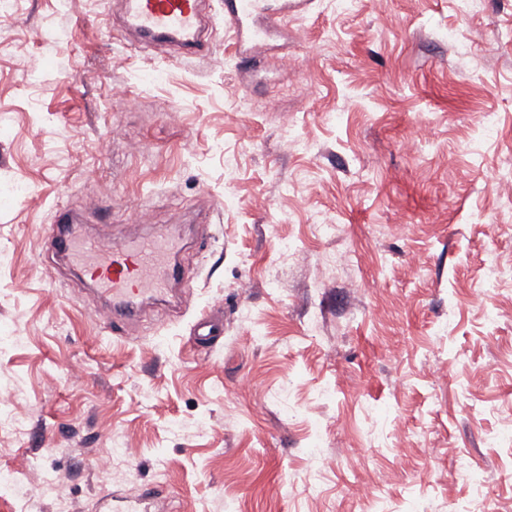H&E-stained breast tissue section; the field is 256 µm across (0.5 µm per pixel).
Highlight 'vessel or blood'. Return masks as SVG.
I'll return each instance as SVG.
<instances>
[{"mask_svg": "<svg viewBox=\"0 0 512 512\" xmlns=\"http://www.w3.org/2000/svg\"><path fill=\"white\" fill-rule=\"evenodd\" d=\"M124 29L146 43L166 44L178 58L204 56L209 49L202 36L204 0H119ZM312 0H224V24L234 33L238 55L250 62L263 58L274 35L283 34L289 18L309 12ZM46 247L85 264L93 285L105 298V319L135 315L145 297L165 298L168 285L181 275L171 258L181 248L176 228L153 236L130 227L116 240L88 238L76 215L58 209L46 237Z\"/></svg>", "mask_w": 512, "mask_h": 512, "instance_id": "1", "label": "vessel or blood"}]
</instances>
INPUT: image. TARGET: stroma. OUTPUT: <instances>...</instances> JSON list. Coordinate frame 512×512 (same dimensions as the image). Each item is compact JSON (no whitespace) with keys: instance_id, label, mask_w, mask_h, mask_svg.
Wrapping results in <instances>:
<instances>
[{"instance_id":"stroma-1","label":"stroma","mask_w":512,"mask_h":512,"mask_svg":"<svg viewBox=\"0 0 512 512\" xmlns=\"http://www.w3.org/2000/svg\"><path fill=\"white\" fill-rule=\"evenodd\" d=\"M222 11L208 56L177 60L107 0L0 10V471L67 482L70 512L140 488L164 512H467L478 470L512 512V283L486 286L512 268V0H315L249 73ZM135 206L195 225L193 299L108 327L44 239L57 208L95 237ZM131 448H109L99 454L95 459V467L101 479L107 480L112 471L118 469L129 461Z\"/></svg>"}]
</instances>
